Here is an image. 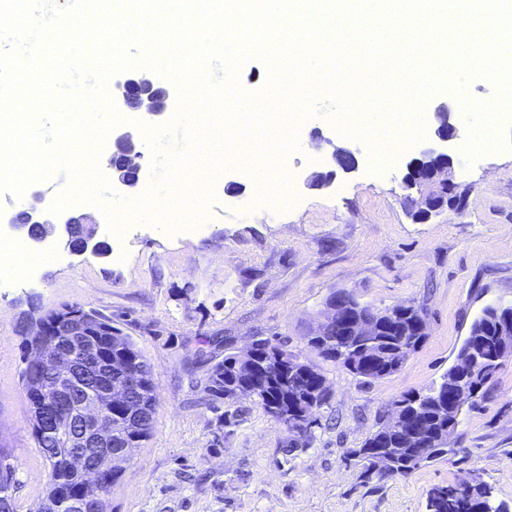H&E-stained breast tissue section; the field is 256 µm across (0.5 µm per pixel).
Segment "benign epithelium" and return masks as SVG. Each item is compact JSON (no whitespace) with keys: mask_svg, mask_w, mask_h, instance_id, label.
I'll use <instances>...</instances> for the list:
<instances>
[{"mask_svg":"<svg viewBox=\"0 0 512 512\" xmlns=\"http://www.w3.org/2000/svg\"><path fill=\"white\" fill-rule=\"evenodd\" d=\"M111 96L118 111L143 112L161 122L171 108L173 84L137 69L127 70L112 83ZM434 118V136L438 146L420 150L406 164L402 179L408 213L418 224L426 223L444 211L458 215L464 207L459 186L451 175L454 144L459 138L458 126L445 104L436 107ZM332 159L336 169L314 176L310 185H326L335 179L336 171L350 174L358 168V159L349 149H334ZM143 160L138 128L129 123L116 125L112 129L111 149L105 164L112 185L125 192L136 188L141 180ZM41 198V194H33L23 209L9 217H0V224L23 235L24 240L34 246L59 240L72 255L89 252L100 258L108 256L98 238L99 224L92 216L72 212L63 222L56 223L38 207ZM25 224H34L39 231L26 234L23 231ZM325 307L319 324V332L324 335L343 316L345 305L333 301L326 303ZM498 308L506 320L499 336L502 347L509 352L512 350V306L502 303ZM396 313V306L379 308L368 305L361 315L348 319L347 325L354 336H372L376 327L387 318H395ZM94 324L93 317L72 313L70 307L65 306L45 313L34 322H27L22 332L27 337V348L33 351L31 365L51 370L52 376L50 387L37 386L30 394L32 428L40 439L53 442L57 448H69L82 458L90 457L96 448L107 447L115 437L112 429L101 425V397L90 385L91 378L112 368V363L101 359L95 345L86 342V337L96 335ZM135 393L147 396L146 383L138 373L128 375L119 388L121 397ZM315 406L316 400L310 396L303 393L296 396L289 432L300 440L314 425ZM409 434L424 454L448 445L446 437L437 438L418 425L412 426ZM92 472L93 485L79 499L76 512L102 510L103 489L112 483V466L100 457L96 459Z\"/></svg>","mask_w":512,"mask_h":512,"instance_id":"obj_1","label":"benign epithelium"}]
</instances>
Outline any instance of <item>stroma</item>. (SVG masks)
<instances>
[{
    "label": "stroma",
    "instance_id": "obj_1",
    "mask_svg": "<svg viewBox=\"0 0 512 512\" xmlns=\"http://www.w3.org/2000/svg\"><path fill=\"white\" fill-rule=\"evenodd\" d=\"M320 102L298 133L285 167L290 207L256 201L254 177L239 169L212 182L205 219L168 231L134 222L111 232L98 221L108 257L44 259L32 277L5 271L0 284V449L11 453L16 512H39L50 479L29 422L22 372L27 348L18 322L30 305L45 312L79 306L111 320L151 362L158 403L151 437L121 462L108 512H426L428 491L475 474L512 505V358L486 400L464 409L448 452L405 477L365 480L348 460L404 393L427 388L453 364L488 303L512 301V149L486 150L453 176L462 216L412 223L401 181L416 146L400 148L381 173L369 171L367 145L341 135ZM326 141L315 144L313 132ZM359 167L310 187L334 146ZM243 183L242 194L224 191ZM354 292L378 307L415 304L428 312V337L396 373L365 384L308 344L329 295ZM257 339L287 341L332 388L307 445L261 407L237 403L229 425L211 409L204 378L225 345L243 353ZM291 455H284V448Z\"/></svg>",
    "mask_w": 512,
    "mask_h": 512
}]
</instances>
